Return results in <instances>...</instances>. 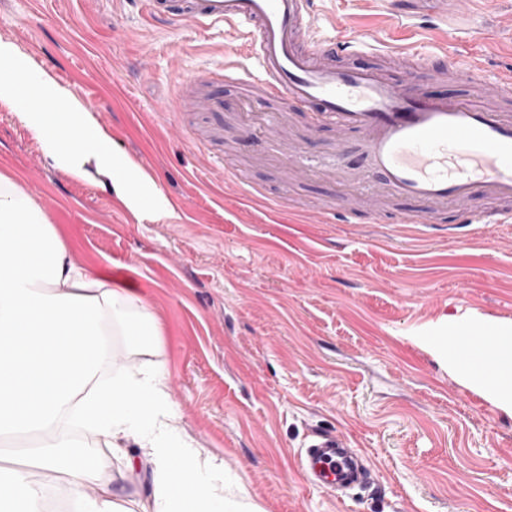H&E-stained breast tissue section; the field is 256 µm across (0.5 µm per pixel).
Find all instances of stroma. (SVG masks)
<instances>
[{
	"instance_id": "stroma-1",
	"label": "stroma",
	"mask_w": 512,
	"mask_h": 512,
	"mask_svg": "<svg viewBox=\"0 0 512 512\" xmlns=\"http://www.w3.org/2000/svg\"><path fill=\"white\" fill-rule=\"evenodd\" d=\"M395 0H313L322 34L346 28L391 41ZM412 42L477 57L486 76L512 68V0H492L447 42L425 23L432 0H402ZM0 39L80 100L113 148L165 195L162 219L131 210L95 166L76 176L0 102V175L47 213L72 259L142 295L162 324L153 354L116 339L120 365L163 372L184 431L223 461L261 512H512V416L468 390L419 337L473 312L512 321V223L463 226L454 209L421 229L395 224L416 201H364L334 217L350 186L378 189L358 134L337 147L328 125L280 109L273 137L242 89L212 80L232 63L254 73L246 35L149 16L143 0H0ZM293 147L309 172L285 168ZM287 195L246 198L225 170ZM382 223H372L373 209ZM332 431L370 465L369 484L337 500L303 478L313 433ZM110 489L146 498L99 435Z\"/></svg>"
}]
</instances>
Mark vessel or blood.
Instances as JSON below:
<instances>
[{
	"instance_id": "vessel-or-blood-1",
	"label": "vessel or blood",
	"mask_w": 512,
	"mask_h": 512,
	"mask_svg": "<svg viewBox=\"0 0 512 512\" xmlns=\"http://www.w3.org/2000/svg\"><path fill=\"white\" fill-rule=\"evenodd\" d=\"M149 6L159 19L243 28L258 72L225 65V84L305 111L313 125H332L338 136L359 133L385 194L426 205L404 215L403 223H438L446 207L456 209L462 224L512 223V113L495 106L512 100V71L487 81L479 101L463 93L428 94L388 75L393 66L424 67L421 54L355 34L324 37L311 0H149ZM366 52L379 66L350 64ZM480 74L474 58L446 55L432 76L464 86ZM477 195L488 208L469 209ZM299 467L312 485L343 492L358 485L366 469L364 458L331 432L315 433Z\"/></svg>"
}]
</instances>
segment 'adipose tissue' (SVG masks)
<instances>
[{"instance_id": "adipose-tissue-1", "label": "adipose tissue", "mask_w": 512, "mask_h": 512, "mask_svg": "<svg viewBox=\"0 0 512 512\" xmlns=\"http://www.w3.org/2000/svg\"><path fill=\"white\" fill-rule=\"evenodd\" d=\"M28 85L19 97V84ZM0 100L54 163L75 174L95 166L135 210L167 214V202L143 168L114 153L112 140L71 90L31 76L16 46L0 40ZM161 325L147 302L110 288L76 264L68 243L42 208L0 175V437L29 435L32 466L61 473L78 512H259L223 463L183 433L154 369H121L99 381L112 359V339L133 352L156 351ZM466 387L512 415V321L478 314L449 316L422 338ZM74 415L122 454L127 470L147 459L148 505L121 498L95 454L79 450L61 425ZM134 439L141 456L123 454ZM44 491L27 469L0 465V512H43Z\"/></svg>"}]
</instances>
